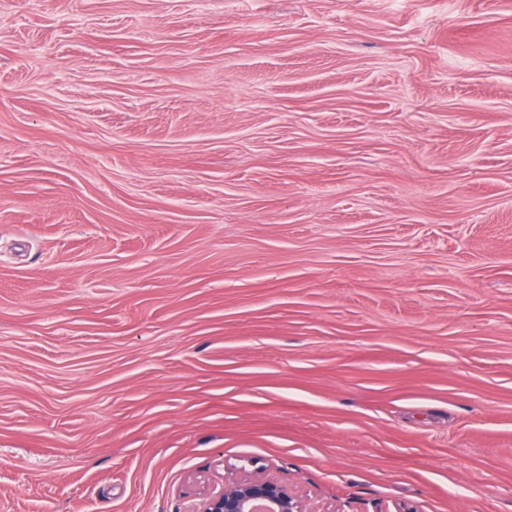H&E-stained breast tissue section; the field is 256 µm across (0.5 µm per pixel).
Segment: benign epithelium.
<instances>
[{
	"label": "benign epithelium",
	"mask_w": 512,
	"mask_h": 512,
	"mask_svg": "<svg viewBox=\"0 0 512 512\" xmlns=\"http://www.w3.org/2000/svg\"><path fill=\"white\" fill-rule=\"evenodd\" d=\"M194 512H311L304 500L269 476H241L205 495Z\"/></svg>",
	"instance_id": "1"
}]
</instances>
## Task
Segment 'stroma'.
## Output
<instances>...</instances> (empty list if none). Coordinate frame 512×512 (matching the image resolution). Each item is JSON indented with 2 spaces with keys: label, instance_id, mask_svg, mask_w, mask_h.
Instances as JSON below:
<instances>
[{
  "label": "stroma",
  "instance_id": "obj_1",
  "mask_svg": "<svg viewBox=\"0 0 512 512\" xmlns=\"http://www.w3.org/2000/svg\"><path fill=\"white\" fill-rule=\"evenodd\" d=\"M512 512V0H0V512ZM190 512H314L275 478L241 476L205 495Z\"/></svg>",
  "mask_w": 512,
  "mask_h": 512
}]
</instances>
